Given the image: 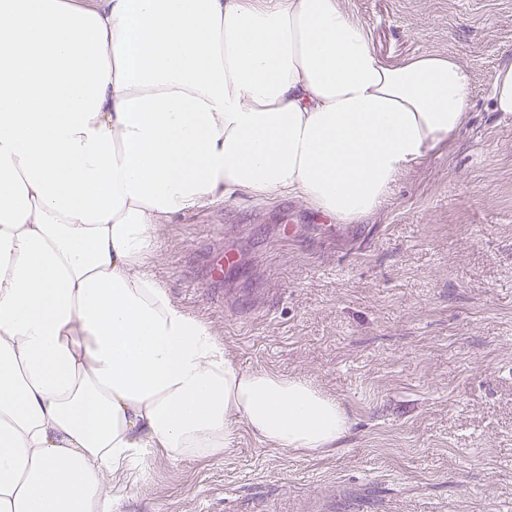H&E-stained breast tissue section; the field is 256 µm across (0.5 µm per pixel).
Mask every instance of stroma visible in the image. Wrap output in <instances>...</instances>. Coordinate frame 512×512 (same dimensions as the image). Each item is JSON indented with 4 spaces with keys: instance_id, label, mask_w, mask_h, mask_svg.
<instances>
[{
    "instance_id": "1",
    "label": "stroma",
    "mask_w": 512,
    "mask_h": 512,
    "mask_svg": "<svg viewBox=\"0 0 512 512\" xmlns=\"http://www.w3.org/2000/svg\"><path fill=\"white\" fill-rule=\"evenodd\" d=\"M373 51L434 52L472 75L471 113L381 209L339 224L295 198L240 192L164 225L149 267L247 370L297 377L350 420L335 448L217 458L151 451L119 512H512V0H342ZM235 252L223 297L208 253ZM494 110L512 114V62L503 66L492 83Z\"/></svg>"
}]
</instances>
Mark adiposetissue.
I'll return each instance as SVG.
<instances>
[{"instance_id":"ef3b65f1","label":"adipose tissue","mask_w":512,"mask_h":512,"mask_svg":"<svg viewBox=\"0 0 512 512\" xmlns=\"http://www.w3.org/2000/svg\"><path fill=\"white\" fill-rule=\"evenodd\" d=\"M469 91L455 59H380L341 0H0V512H117L139 451L242 428L334 447V398L239 368L158 284L160 229L241 191L359 222Z\"/></svg>"}]
</instances>
